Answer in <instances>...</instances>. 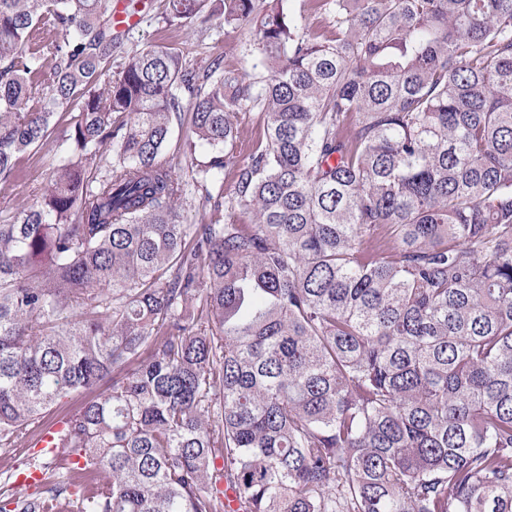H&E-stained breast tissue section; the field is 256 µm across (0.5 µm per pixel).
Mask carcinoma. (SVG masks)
<instances>
[{
  "mask_svg": "<svg viewBox=\"0 0 512 512\" xmlns=\"http://www.w3.org/2000/svg\"><path fill=\"white\" fill-rule=\"evenodd\" d=\"M222 2L252 72L102 85L112 0H0V180L72 144L0 216V448L112 376L54 435L82 495L17 507L512 512V0ZM69 150L68 141L53 137L25 154L11 180L6 184L0 182V213H14L31 206L32 187L49 184L56 161ZM186 204L183 203L181 214L185 224H207L209 212L213 201L206 203L198 194L187 197Z\"/></svg>",
  "mask_w": 512,
  "mask_h": 512,
  "instance_id": "carcinoma-1",
  "label": "carcinoma"
}]
</instances>
